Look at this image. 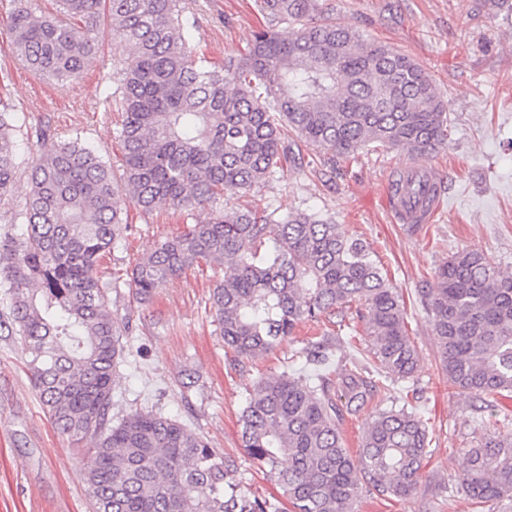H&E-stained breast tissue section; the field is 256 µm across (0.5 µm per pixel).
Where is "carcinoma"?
Instances as JSON below:
<instances>
[{
    "mask_svg": "<svg viewBox=\"0 0 512 512\" xmlns=\"http://www.w3.org/2000/svg\"><path fill=\"white\" fill-rule=\"evenodd\" d=\"M9 31L21 60L57 82L76 79L99 52L96 21L132 54L112 63L109 100L121 114V169L76 137L36 157L21 234L0 231V287L11 335L54 427L87 442L91 512H280L245 489L233 465L178 419L135 408L112 417L126 358V325L112 315L102 261L140 210L213 217L161 240L126 272L132 302L201 263L224 269L210 310L224 346L255 360L298 325L339 318L358 342L334 357L328 338L300 356L311 375L261 376L242 409L243 448L268 467L292 512H354L362 491L407 498L429 456V427L397 398L366 420L354 462L341 427L374 396L415 378L421 359L403 296L365 242L316 213L285 218L224 208V194L266 182L304 145L336 163L371 145L412 155L448 137L447 104L424 68L336 22L318 0H258L270 25L246 54L212 67L192 56L198 20L188 0H57L38 16L13 0ZM285 28H280V25ZM13 116L0 112V200L18 166ZM424 306L448 383L493 408L512 393V273L477 249L439 265ZM354 310L361 325L346 322ZM336 364L330 374L327 368ZM512 420L465 453L457 490L476 504L512 500Z\"/></svg>",
    "mask_w": 512,
    "mask_h": 512,
    "instance_id": "carcinoma-1",
    "label": "carcinoma"
}]
</instances>
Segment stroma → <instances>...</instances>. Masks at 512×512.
I'll list each match as a JSON object with an SVG mask.
<instances>
[{
	"instance_id": "obj_1",
	"label": "stroma",
	"mask_w": 512,
	"mask_h": 512,
	"mask_svg": "<svg viewBox=\"0 0 512 512\" xmlns=\"http://www.w3.org/2000/svg\"><path fill=\"white\" fill-rule=\"evenodd\" d=\"M337 22L367 41L389 45L419 63L448 104V140L437 152L413 156L370 147L335 165L317 163L303 149L302 162L284 164L276 176L232 195L229 205L267 209L284 217L303 211L332 215L348 234L371 247L391 283L402 294L408 333L422 369L417 378L379 393L369 410L389 406L394 393L415 391L414 407L428 422L432 441L417 491L403 499L362 496L358 512H512L504 501L476 510L455 489L464 452L483 435L497 431L500 414L512 415V395L498 399L496 412L453 388L439 365L432 326L423 307L436 268L463 248L483 250L512 271V12L488 0H319ZM12 0H0V109L14 112V151L19 169L13 191L0 211L21 210L30 191L27 169L36 154L78 136L106 160L118 163L119 118L104 103L112 61L128 47L113 44L108 25L100 27V51L68 86L36 76L18 57L8 32ZM195 56L215 66L245 54L255 32L268 26L255 0H196ZM49 123L53 137L39 143L27 131ZM410 165L440 173L442 208L431 223L410 230L395 222L385 192ZM129 228L101 266L106 279L127 270L156 244L183 232L193 218L147 214L127 195L117 199ZM221 272L204 264L160 288L152 302L134 308L128 288L112 296L113 315L129 330L131 349L120 365L112 414L135 407L156 408L206 437L235 464L237 479L279 507L287 501L241 442L239 415L254 382L278 373L305 343L335 336L339 352H350L345 334L329 322L300 325L266 356L246 360L225 348L209 311V295ZM25 357L0 328V512H89L81 446L59 434L48 420L25 368Z\"/></svg>"
}]
</instances>
